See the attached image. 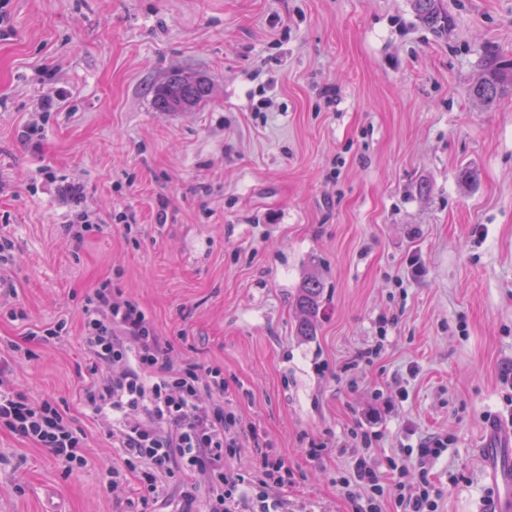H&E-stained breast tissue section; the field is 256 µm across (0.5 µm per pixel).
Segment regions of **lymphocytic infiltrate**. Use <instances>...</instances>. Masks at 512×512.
<instances>
[{
	"instance_id": "1",
	"label": "lymphocytic infiltrate",
	"mask_w": 512,
	"mask_h": 512,
	"mask_svg": "<svg viewBox=\"0 0 512 512\" xmlns=\"http://www.w3.org/2000/svg\"><path fill=\"white\" fill-rule=\"evenodd\" d=\"M82 344L99 374L83 391L104 433L121 448L126 465L143 464L148 494H155L174 465L206 477L214 512H285L277 478L280 463L267 464L274 483L242 489L241 478L224 472V451L237 447V417L224 396L218 370L192 362L175 363L173 347L134 302L113 292L110 284L95 288L83 308ZM19 352L11 347L0 356V426L45 449L56 461L85 466L84 436L73 428L50 398L31 399L12 380ZM446 448L435 438L417 448L421 469L418 485L405 482L406 468L389 459L396 472L384 484L379 468L357 457L341 476L343 495L352 512H383L394 499L399 512H438L439 493L429 463Z\"/></svg>"
}]
</instances>
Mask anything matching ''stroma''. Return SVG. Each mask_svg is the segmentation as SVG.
Listing matches in <instances>:
<instances>
[{
	"label": "stroma",
	"instance_id": "1",
	"mask_svg": "<svg viewBox=\"0 0 512 512\" xmlns=\"http://www.w3.org/2000/svg\"><path fill=\"white\" fill-rule=\"evenodd\" d=\"M442 6L431 26L412 0H8L0 222L17 295L0 350L19 346L16 385L53 398L88 463L0 427V512L209 508L206 479L179 468L148 503L110 485L123 455L83 403L81 341L104 281L176 362L221 370L239 419L224 470L256 482L282 461L288 512H352L336 481L356 454L390 483L387 460L434 437L439 512H485L487 427L512 421V96L483 107L469 89L489 56L512 61V0ZM176 67L212 95L156 111L148 89ZM82 211L96 223L77 241L64 226ZM310 273L324 293L305 339ZM373 409L365 448L352 432ZM323 283L313 274L306 276L296 294V307L300 318L296 326V334L302 338L315 336L317 318L321 312Z\"/></svg>",
	"mask_w": 512,
	"mask_h": 512
}]
</instances>
